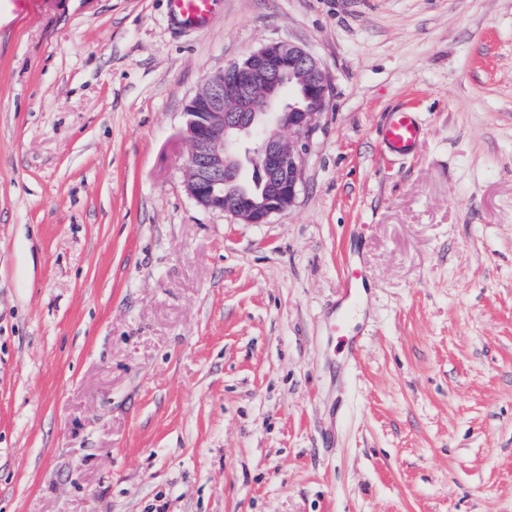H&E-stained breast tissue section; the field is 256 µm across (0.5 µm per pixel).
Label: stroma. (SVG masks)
<instances>
[{
    "label": "stroma",
    "instance_id": "obj_1",
    "mask_svg": "<svg viewBox=\"0 0 512 512\" xmlns=\"http://www.w3.org/2000/svg\"><path fill=\"white\" fill-rule=\"evenodd\" d=\"M272 41L332 93L238 224L184 107ZM0 512H512V0H0ZM173 25L182 30L204 28L217 14L222 0H167ZM421 135V127L413 112L397 109L382 127L381 141L394 155H407L413 151Z\"/></svg>",
    "mask_w": 512,
    "mask_h": 512
}]
</instances>
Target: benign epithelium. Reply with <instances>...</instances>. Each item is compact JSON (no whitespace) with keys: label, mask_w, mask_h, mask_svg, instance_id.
Instances as JSON below:
<instances>
[{"label":"benign epithelium","mask_w":512,"mask_h":512,"mask_svg":"<svg viewBox=\"0 0 512 512\" xmlns=\"http://www.w3.org/2000/svg\"><path fill=\"white\" fill-rule=\"evenodd\" d=\"M205 85L184 112L187 194L241 224H266L290 211L310 139L329 104L328 71L304 47L277 41L210 75ZM245 170L256 180L243 183Z\"/></svg>","instance_id":"1"}]
</instances>
